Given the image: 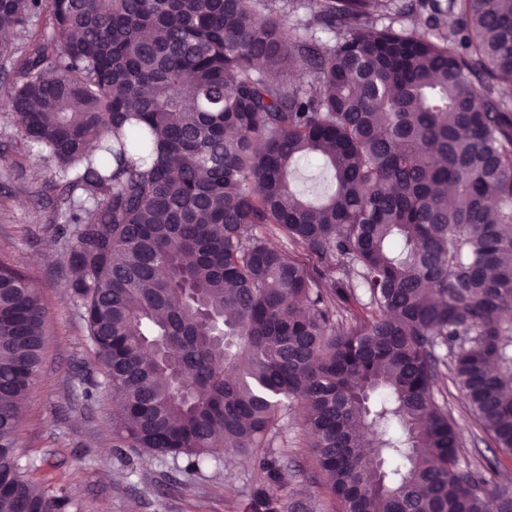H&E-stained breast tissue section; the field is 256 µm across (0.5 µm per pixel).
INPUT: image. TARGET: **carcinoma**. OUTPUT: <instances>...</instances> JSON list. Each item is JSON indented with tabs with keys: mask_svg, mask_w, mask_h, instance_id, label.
I'll use <instances>...</instances> for the list:
<instances>
[{
	"mask_svg": "<svg viewBox=\"0 0 512 512\" xmlns=\"http://www.w3.org/2000/svg\"><path fill=\"white\" fill-rule=\"evenodd\" d=\"M297 2L0 0L22 150L72 225L84 397L115 447L195 470L298 407L342 512H512L434 397L444 365L512 453V0H431V37L377 24L396 0H312L331 44L292 37ZM311 156L318 202L292 185ZM45 336L1 261L0 512L68 508L18 452Z\"/></svg>",
	"mask_w": 512,
	"mask_h": 512,
	"instance_id": "1",
	"label": "carcinoma"
}]
</instances>
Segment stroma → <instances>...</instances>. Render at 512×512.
Instances as JSON below:
<instances>
[{"label": "stroma", "mask_w": 512, "mask_h": 512, "mask_svg": "<svg viewBox=\"0 0 512 512\" xmlns=\"http://www.w3.org/2000/svg\"><path fill=\"white\" fill-rule=\"evenodd\" d=\"M9 77L0 75V260L21 270L46 311L47 341L41 377L24 400L23 455L37 464L33 474L50 496L66 495L70 512H341L323 487L297 415L284 416L259 457L282 477L274 508L260 490L269 470L251 456L194 471L147 454L124 456L112 444L110 400L86 401L81 378L95 359L79 307L69 297L66 249L58 238L55 203L34 194L54 176L36 156L17 153L19 133L7 108ZM437 399L447 401L459 433L461 462L485 470L493 484L512 487V453L498 448L440 370Z\"/></svg>", "instance_id": "stroma-1"}]
</instances>
